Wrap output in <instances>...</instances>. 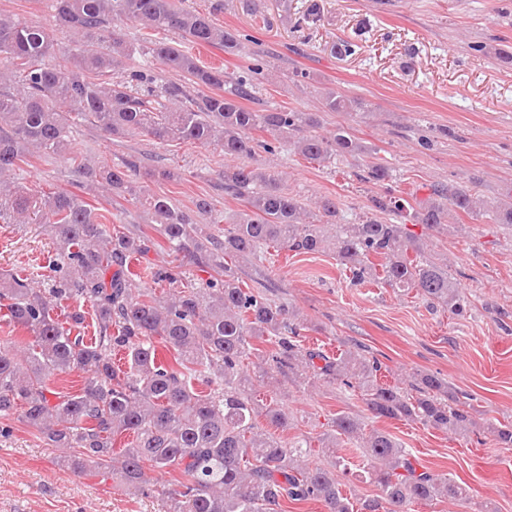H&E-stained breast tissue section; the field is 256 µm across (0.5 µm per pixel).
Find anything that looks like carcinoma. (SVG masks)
Instances as JSON below:
<instances>
[{"instance_id":"carcinoma-1","label":"carcinoma","mask_w":512,"mask_h":512,"mask_svg":"<svg viewBox=\"0 0 512 512\" xmlns=\"http://www.w3.org/2000/svg\"><path fill=\"white\" fill-rule=\"evenodd\" d=\"M58 25L76 35L63 62L49 65L55 51L52 31L29 26L0 12V57L10 62L0 73V223L42 224L54 255L43 287L31 278L0 276V307L9 322L27 330L32 342L18 354L0 346V419L20 417L51 448H69L60 461L72 472L112 471L128 489L145 491V468L178 472L184 480L168 490L166 512H281L282 503L319 501L326 512H411L415 504L447 500L463 504L467 490L379 429L365 431L358 418L340 413L320 439L325 462H308L311 445L288 441L290 416L274 401L257 398V387L286 378L314 387L342 384L362 393L376 418L418 422L465 436L476 426L477 410L442 378L411 375L408 386L381 381V364L361 347L329 355L305 346L299 314L242 287L233 265L238 259L269 260V250L315 254L331 247L336 262L355 284L372 283L414 291L451 314L464 298L448 273V262L425 255L422 238L405 224L377 219L338 224L336 200L316 203L324 223L310 219L307 205L258 167L224 166V191L242 208L219 227L212 202L198 198L184 209L164 196L144 195L138 179L177 181L170 169L147 167L132 156L120 167L81 162L76 169L88 184L129 196L155 219V230L170 251L209 277L164 267L153 278L168 286L161 298L133 292L130 260L147 250L134 227L112 231L109 218L81 195L69 191L30 193L7 187L2 177L33 153L71 155L75 121L94 118L106 136L139 135L160 142L182 140L217 144L224 156H250L255 148L273 154L277 143L294 139L296 150L318 164L367 154L368 179L391 178L376 152L340 129L331 137L311 132L312 112L286 108L252 109L261 69H249L230 85L224 69L203 65L187 46H211L233 53L240 34L218 25L211 14L182 7L176 0H54ZM178 35L149 41V51L180 80L163 81L144 67L130 65L131 53L119 23ZM354 100L330 89L327 112H349ZM262 132L271 140L258 139ZM373 206L410 218L431 231L448 229L447 216L512 229V194L480 200L466 184L433 187L432 196L410 203L387 190ZM92 305L98 336L87 344L55 317L63 301ZM171 351L158 359L154 339ZM259 341L270 345L262 351ZM128 358L124 370L112 361ZM80 372L75 394L49 398L47 380ZM200 382L209 388L196 389ZM264 417L267 427L258 425ZM487 432L500 448L512 447V425L489 422ZM130 434L133 446L112 453L114 437ZM354 441L372 465L365 479L376 497L359 504L342 488L337 472L350 462L342 455Z\"/></svg>"}]
</instances>
